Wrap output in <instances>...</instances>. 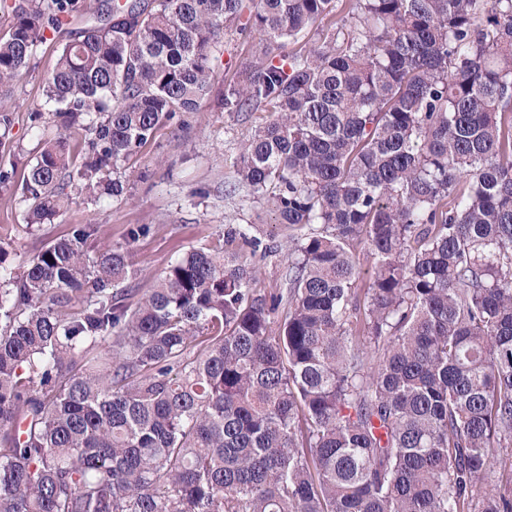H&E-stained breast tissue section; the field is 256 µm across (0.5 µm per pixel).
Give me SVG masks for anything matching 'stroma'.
Here are the masks:
<instances>
[{
    "instance_id": "35a3bbf8",
    "label": "stroma",
    "mask_w": 512,
    "mask_h": 512,
    "mask_svg": "<svg viewBox=\"0 0 512 512\" xmlns=\"http://www.w3.org/2000/svg\"><path fill=\"white\" fill-rule=\"evenodd\" d=\"M60 44L57 37L43 43L30 68L12 87L8 104L13 111L14 150L0 151V169L23 174L39 148L42 132L32 127L29 115L46 108L44 77L54 65ZM263 47L258 35L228 32L214 72V89L236 80L241 62ZM185 120L186 128L160 130L123 170L127 184L123 197L97 203L76 200L54 223L26 225L24 204H11V187L0 186V258L6 265H17L65 236L72 225L93 224L97 230L87 241L88 254L130 247L139 269L131 282L130 298L135 301L151 292L170 262L203 244L223 245L231 227L249 224L264 243L277 248L257 262L262 284L284 287L288 262L281 247L288 240V229L276 222L266 204L253 201L237 183L240 144L261 122V113L225 112L207 98Z\"/></svg>"
}]
</instances>
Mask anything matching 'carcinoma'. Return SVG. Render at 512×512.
I'll list each match as a JSON object with an SVG mask.
<instances>
[{
    "mask_svg": "<svg viewBox=\"0 0 512 512\" xmlns=\"http://www.w3.org/2000/svg\"><path fill=\"white\" fill-rule=\"evenodd\" d=\"M9 9L4 151L13 83L88 16L45 78L55 140L0 170L26 224L121 195L110 174L199 110L235 29L265 49L217 106L268 113L238 183L291 234L284 290L241 225L135 304L93 224L0 260V512H512L486 482L512 447V0Z\"/></svg>",
    "mask_w": 512,
    "mask_h": 512,
    "instance_id": "obj_1",
    "label": "carcinoma"
}]
</instances>
